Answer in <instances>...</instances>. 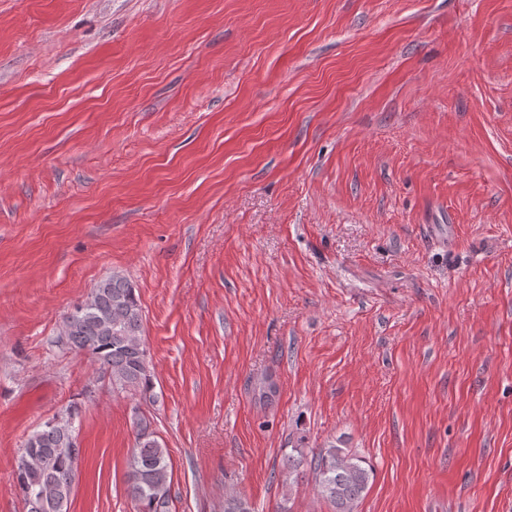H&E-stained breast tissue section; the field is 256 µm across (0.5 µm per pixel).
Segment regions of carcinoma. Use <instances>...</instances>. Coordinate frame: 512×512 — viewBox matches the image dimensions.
Instances as JSON below:
<instances>
[{
  "label": "carcinoma",
  "instance_id": "cac0c4a2",
  "mask_svg": "<svg viewBox=\"0 0 512 512\" xmlns=\"http://www.w3.org/2000/svg\"><path fill=\"white\" fill-rule=\"evenodd\" d=\"M68 348L86 354L109 372L112 385L155 401L154 383L142 340L143 314L129 280L113 276L99 282L87 299L64 317ZM68 407L35 430L25 442L13 472L26 512H67L82 457ZM135 448L129 460L128 495L136 512H169V453L140 410L134 412ZM309 465L317 495L333 512H356L373 479V469L349 448L332 442L312 458L296 448L288 455V474Z\"/></svg>",
  "mask_w": 512,
  "mask_h": 512
}]
</instances>
